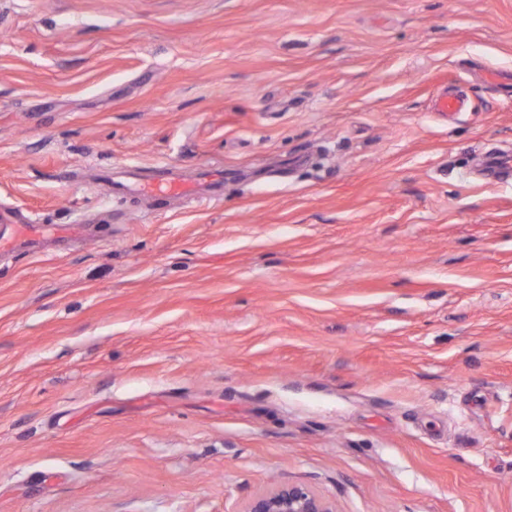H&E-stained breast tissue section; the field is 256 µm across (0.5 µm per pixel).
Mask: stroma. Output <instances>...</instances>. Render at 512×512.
<instances>
[{"label": "stroma", "instance_id": "obj_1", "mask_svg": "<svg viewBox=\"0 0 512 512\" xmlns=\"http://www.w3.org/2000/svg\"><path fill=\"white\" fill-rule=\"evenodd\" d=\"M492 155L512 0H0V512H512ZM98 179L112 198L118 200L124 199L129 192L156 199L179 197L198 191L195 186L174 178L161 181L115 180L112 179L111 171H102ZM330 502L302 485H282L250 498L242 512H335Z\"/></svg>", "mask_w": 512, "mask_h": 512}]
</instances>
